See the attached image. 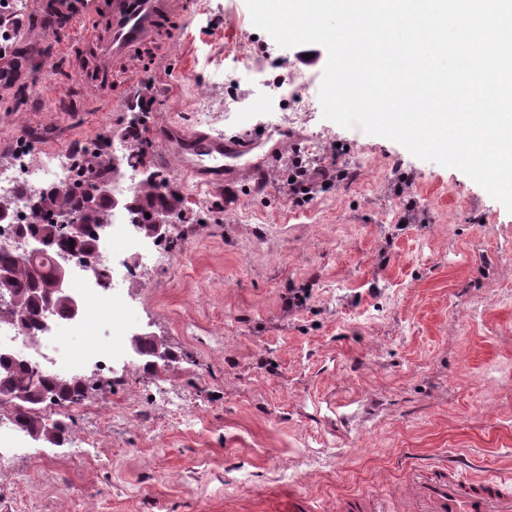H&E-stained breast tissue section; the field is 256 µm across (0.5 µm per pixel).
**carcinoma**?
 <instances>
[{
  "label": "carcinoma",
  "instance_id": "obj_1",
  "mask_svg": "<svg viewBox=\"0 0 512 512\" xmlns=\"http://www.w3.org/2000/svg\"><path fill=\"white\" fill-rule=\"evenodd\" d=\"M74 183L58 182L45 187V193L34 202L28 203V231L48 241L45 253L39 258L44 270L42 283H47L54 275L55 261L58 253L67 250L77 255L98 247L99 240L94 231L99 226L109 223L112 208L106 204L87 206L83 197L75 194ZM179 199L169 190L166 179L156 174L145 179L134 191L129 210L137 217V223L149 230L150 220L146 214H154L159 209L171 211L177 207ZM66 211L77 216L81 229L71 237L59 235L53 217ZM74 245H69V241ZM0 265L13 268L12 277L0 282V296L5 297L18 310L29 315L27 333L35 336L42 331L41 319L46 311L40 304L37 285L31 279L27 260L10 249L0 248ZM25 393L28 395L44 394L51 398L57 396L69 404H80L86 399L87 387L83 376H54L42 373L23 360L0 353V395ZM33 405L16 411L17 419L28 432L39 435L47 445L56 441L68 442L72 428L69 423H49L32 411Z\"/></svg>",
  "mask_w": 512,
  "mask_h": 512
}]
</instances>
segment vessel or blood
<instances>
[{"label": "vessel or blood", "instance_id": "b4317fda", "mask_svg": "<svg viewBox=\"0 0 512 512\" xmlns=\"http://www.w3.org/2000/svg\"><path fill=\"white\" fill-rule=\"evenodd\" d=\"M187 10L188 0H98L82 21L80 43L87 63L76 71V80L100 90L99 104L109 105L115 71L135 80L140 51L157 42L173 47ZM175 143L183 169L216 188L241 171L264 176L265 168L246 159L254 150L266 148L271 162L282 155L280 146L266 147L261 136L229 138L191 131L178 135ZM403 482L409 512H512L508 475L478 478L442 463L408 469Z\"/></svg>", "mask_w": 512, "mask_h": 512}]
</instances>
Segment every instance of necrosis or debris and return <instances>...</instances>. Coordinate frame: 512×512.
<instances>
[{
	"mask_svg": "<svg viewBox=\"0 0 512 512\" xmlns=\"http://www.w3.org/2000/svg\"><path fill=\"white\" fill-rule=\"evenodd\" d=\"M76 160L67 151L48 152L32 160L30 150L16 152L10 166L0 167V196L15 197L19 187L37 189L76 177ZM135 217L122 209L113 210L110 220L112 245L101 248L99 265L104 275L78 270L70 282L71 292L81 303L79 317H53L52 333L30 342L13 334L9 324L0 323V350L23 355L33 366L59 373L94 366L102 373L132 368L133 360L123 341L137 324L138 308L125 290L132 282L130 269L111 262L114 254L131 253L147 263L158 257L159 245L131 230Z\"/></svg>",
	"mask_w": 512,
	"mask_h": 512,
	"instance_id": "necrosis-or-debris-1",
	"label": "necrosis or debris"
}]
</instances>
